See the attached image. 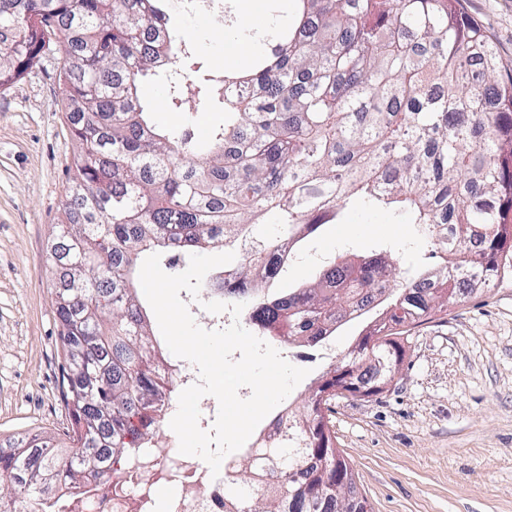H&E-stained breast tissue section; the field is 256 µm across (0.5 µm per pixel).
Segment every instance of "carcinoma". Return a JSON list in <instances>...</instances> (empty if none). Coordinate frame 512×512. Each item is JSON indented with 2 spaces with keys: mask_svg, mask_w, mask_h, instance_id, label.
I'll list each match as a JSON object with an SVG mask.
<instances>
[{
  "mask_svg": "<svg viewBox=\"0 0 512 512\" xmlns=\"http://www.w3.org/2000/svg\"><path fill=\"white\" fill-rule=\"evenodd\" d=\"M166 2L0 0V88L59 50L77 143L51 252L71 450L23 440L1 453L0 512H64L63 497L89 493L108 460L156 447L172 377L138 301L139 255L174 263L205 244L247 242L224 288L207 291L245 304L254 333L282 346L319 344L341 312L393 300L303 409L278 417L280 434L258 436L224 470V512H367L353 487L336 489L353 471L324 406L338 390H381L400 359L396 327L497 276L501 203L512 202V73L453 0H293L292 12L267 0L250 26L224 0L240 54L222 67L171 27ZM149 78L165 82L170 111L220 109L224 124L203 140L190 124L158 128L139 95ZM353 204L410 216L443 260L428 287L403 276L390 288L393 270L371 256L279 297L237 292L268 256L281 276L283 254ZM266 222L282 226L279 238L252 240ZM371 358L379 377L360 371Z\"/></svg>",
  "mask_w": 512,
  "mask_h": 512,
  "instance_id": "obj_1",
  "label": "carcinoma"
}]
</instances>
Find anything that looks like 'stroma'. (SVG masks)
Here are the masks:
<instances>
[{
    "mask_svg": "<svg viewBox=\"0 0 512 512\" xmlns=\"http://www.w3.org/2000/svg\"><path fill=\"white\" fill-rule=\"evenodd\" d=\"M512 70V0H458ZM171 21L205 59L220 60L226 29L216 10ZM47 54L0 89V448L34 436L67 450L59 320L50 253L77 153L59 74ZM499 276L421 322L401 327L393 381L360 397L337 394L325 411L350 463L355 494L372 512H512V207ZM386 250L400 271L432 269L431 246L409 217L360 208L296 244L280 296L318 279L327 265ZM389 310L381 299L340 319L328 341L344 355Z\"/></svg>",
    "mask_w": 512,
    "mask_h": 512,
    "instance_id": "stroma-1",
    "label": "stroma"
}]
</instances>
